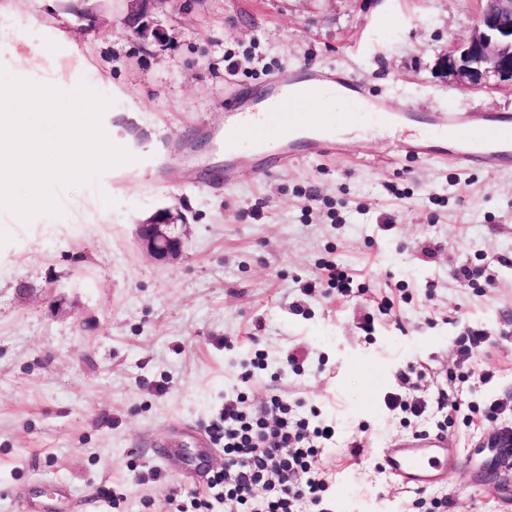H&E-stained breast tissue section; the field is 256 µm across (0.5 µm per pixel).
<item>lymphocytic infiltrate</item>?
<instances>
[{
    "label": "lymphocytic infiltrate",
    "instance_id": "obj_1",
    "mask_svg": "<svg viewBox=\"0 0 512 512\" xmlns=\"http://www.w3.org/2000/svg\"><path fill=\"white\" fill-rule=\"evenodd\" d=\"M301 405L274 394L260 413L244 395L225 399L210 424L222 445L224 467L193 494L194 512H330L332 477L322 464L325 449L336 444V426L310 423Z\"/></svg>",
    "mask_w": 512,
    "mask_h": 512
}]
</instances>
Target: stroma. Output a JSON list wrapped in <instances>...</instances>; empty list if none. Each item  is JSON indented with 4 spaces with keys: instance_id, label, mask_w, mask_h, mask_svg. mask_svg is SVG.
I'll return each instance as SVG.
<instances>
[{
    "instance_id": "stroma-1",
    "label": "stroma",
    "mask_w": 512,
    "mask_h": 512,
    "mask_svg": "<svg viewBox=\"0 0 512 512\" xmlns=\"http://www.w3.org/2000/svg\"><path fill=\"white\" fill-rule=\"evenodd\" d=\"M475 0H158L162 39L125 23V0H0V66L113 100L103 126L135 157L90 184L57 189L63 216L0 213V512H169L173 488L205 490L224 452L209 424L225 398L303 401L361 455L328 449L334 512H430L439 489L401 488L382 448L413 433L389 412L401 372L446 393L444 437L463 454L503 427L512 403V171L410 161L390 138L343 155H280L224 170L230 112L283 75L330 71L423 122L512 113V85L473 88L439 62L468 39ZM26 61L19 70L18 61ZM175 205L187 247L149 258L135 226ZM362 290L307 294L326 262ZM61 298L54 308L53 298ZM488 339L489 384L461 382L459 340ZM449 472L447 512H512V479L473 489ZM115 506L97 498L100 486Z\"/></svg>"
}]
</instances>
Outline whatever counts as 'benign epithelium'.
I'll list each match as a JSON object with an SVG mask.
<instances>
[{
    "label": "benign epithelium",
    "instance_id": "benign-epithelium-1",
    "mask_svg": "<svg viewBox=\"0 0 512 512\" xmlns=\"http://www.w3.org/2000/svg\"><path fill=\"white\" fill-rule=\"evenodd\" d=\"M134 9L128 25L142 38L158 39L163 32L147 22L149 8L157 0H129ZM479 10L471 36L440 61L442 72L471 87H484L494 78L512 85V0H478ZM187 223L176 207H164L137 225V239L147 256L173 262L184 252L186 241L176 232Z\"/></svg>",
    "mask_w": 512,
    "mask_h": 512
}]
</instances>
